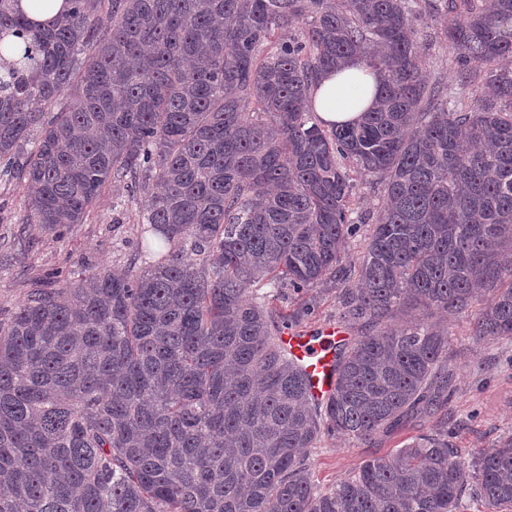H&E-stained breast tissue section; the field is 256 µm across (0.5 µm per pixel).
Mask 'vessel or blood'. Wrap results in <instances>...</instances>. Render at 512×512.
Masks as SVG:
<instances>
[{"mask_svg":"<svg viewBox=\"0 0 512 512\" xmlns=\"http://www.w3.org/2000/svg\"><path fill=\"white\" fill-rule=\"evenodd\" d=\"M342 334L341 326L331 323L323 326L315 334L290 331L282 336V341L287 346L289 355L308 374L310 392L316 398L326 397L334 386L335 346Z\"/></svg>","mask_w":512,"mask_h":512,"instance_id":"1","label":"vessel or blood"}]
</instances>
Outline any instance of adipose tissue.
<instances>
[{
  "label": "adipose tissue",
  "instance_id": "1",
  "mask_svg": "<svg viewBox=\"0 0 512 512\" xmlns=\"http://www.w3.org/2000/svg\"><path fill=\"white\" fill-rule=\"evenodd\" d=\"M381 81V72L360 59L321 74L312 88L317 119L327 126L359 123L372 107Z\"/></svg>",
  "mask_w": 512,
  "mask_h": 512
}]
</instances>
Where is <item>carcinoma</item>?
<instances>
[{"label": "carcinoma", "instance_id": "cac0c4a2", "mask_svg": "<svg viewBox=\"0 0 512 512\" xmlns=\"http://www.w3.org/2000/svg\"><path fill=\"white\" fill-rule=\"evenodd\" d=\"M19 2L0 0V176L25 179L24 223L83 224L130 176L169 249L0 322V512H512V436L461 457L428 321L478 305L471 335L512 339V0H64L47 23ZM444 13L467 109L424 78L418 21ZM353 57L384 75L376 105L325 128L309 91ZM353 172L381 183L357 259ZM354 264L343 319L372 330L316 400L279 342L305 310L282 302ZM409 424L328 488L301 455Z\"/></svg>", "mask_w": 512, "mask_h": 512}]
</instances>
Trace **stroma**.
<instances>
[{"label": "stroma", "instance_id": "35a3bbf8", "mask_svg": "<svg viewBox=\"0 0 512 512\" xmlns=\"http://www.w3.org/2000/svg\"><path fill=\"white\" fill-rule=\"evenodd\" d=\"M426 78L429 82L451 84L458 100L472 104L474 88L461 80L454 56L445 46L432 44L426 50ZM130 181L107 186L85 223L60 231H44L23 224L28 200L24 180L0 177V320H8L26 299L29 291L47 284L49 273L75 282L89 269L109 266L124 269L132 260H147L141 251V213L130 198ZM380 188L363 184L354 201V215L363 225L349 239V254L359 255L372 231ZM340 289L311 301L309 293L292 295L289 309L313 303L311 314L301 318L296 328L317 332L328 323L341 320ZM470 315H462L448 325L455 391L450 401L453 440L462 454L492 447L512 435V339L478 341L469 334ZM407 431L376 438L363 445L345 436L323 439L308 456L312 477L322 487H330L353 471L368 456L389 454L407 438Z\"/></svg>", "mask_w": 512, "mask_h": 512}]
</instances>
